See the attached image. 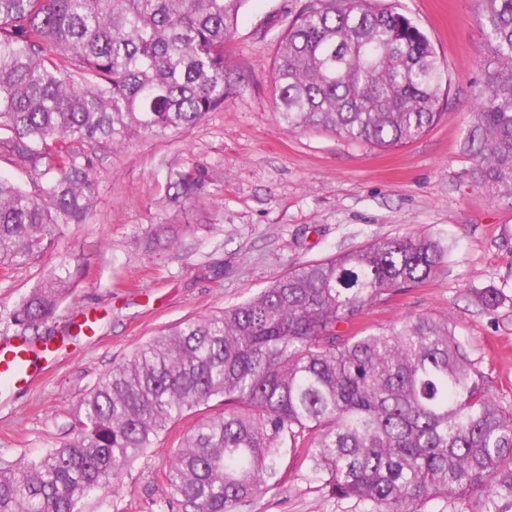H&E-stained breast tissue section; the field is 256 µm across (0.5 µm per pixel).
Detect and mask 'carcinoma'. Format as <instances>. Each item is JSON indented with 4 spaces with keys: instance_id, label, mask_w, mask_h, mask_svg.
I'll return each mask as SVG.
<instances>
[{
    "instance_id": "1",
    "label": "carcinoma",
    "mask_w": 512,
    "mask_h": 512,
    "mask_svg": "<svg viewBox=\"0 0 512 512\" xmlns=\"http://www.w3.org/2000/svg\"><path fill=\"white\" fill-rule=\"evenodd\" d=\"M248 0H0V156L39 177H0V274L36 260L93 205L91 154L196 126L224 107V43ZM484 81L464 141L474 177L512 198V0H474ZM445 70L393 5L303 0L279 40L280 121L395 148L442 116ZM198 169L170 176L196 201ZM448 247L433 234L381 237L299 265L244 302L160 331L82 399L76 436L34 461L0 464V512H82L186 413L211 406L174 451L161 512H236L302 443L329 494L368 512H512V408L448 319L416 316L344 336L337 325L431 281ZM76 277L49 270L13 311L36 343ZM498 308V288L476 292Z\"/></svg>"
}]
</instances>
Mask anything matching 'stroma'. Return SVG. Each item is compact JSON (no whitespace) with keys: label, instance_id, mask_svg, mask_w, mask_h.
I'll return each mask as SVG.
<instances>
[{"label":"stroma","instance_id":"1","mask_svg":"<svg viewBox=\"0 0 512 512\" xmlns=\"http://www.w3.org/2000/svg\"><path fill=\"white\" fill-rule=\"evenodd\" d=\"M300 0H248L224 62L235 78L223 109L189 130L140 138L93 156V209L85 224L63 228L35 263L0 278V343L13 339L14 308L41 274L68 259L78 287L42 325L60 338L47 368L26 386L0 390V462L32 459L74 437L81 399L112 368L160 330L236 305L298 265L368 241L406 233L447 240L444 269L339 324L343 335L388 328L403 317L446 318L469 343L473 360L512 406V200L494 197L472 175L463 140L475 121L484 37L473 0H396L431 40L450 81L441 119L421 138L392 149L353 144L283 126L272 72L277 40ZM204 169L199 201L168 205L169 175ZM177 224L151 247L149 231ZM507 296L484 310L476 290ZM82 312L95 335L70 336ZM186 415L154 448L125 467L117 494H91L84 512H159L163 473ZM239 512H366L329 495L303 450L280 461L269 489Z\"/></svg>","mask_w":512,"mask_h":512}]
</instances>
